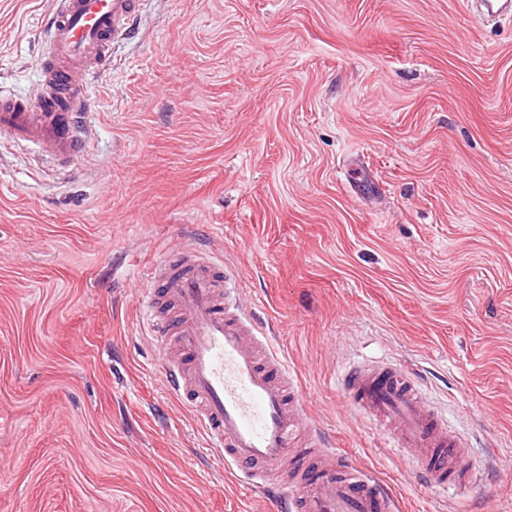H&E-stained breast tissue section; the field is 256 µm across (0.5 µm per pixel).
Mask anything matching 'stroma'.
<instances>
[{
  "label": "stroma",
  "instance_id": "1",
  "mask_svg": "<svg viewBox=\"0 0 512 512\" xmlns=\"http://www.w3.org/2000/svg\"><path fill=\"white\" fill-rule=\"evenodd\" d=\"M52 0H0L31 96ZM71 170L0 147V512H275L165 388L141 267L223 245L309 422L402 512H512V17L468 0H144ZM413 368L468 445L448 489L341 386Z\"/></svg>",
  "mask_w": 512,
  "mask_h": 512
}]
</instances>
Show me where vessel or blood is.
I'll use <instances>...</instances> for the list:
<instances>
[{"instance_id": "b4317fda", "label": "vessel or blood", "mask_w": 512, "mask_h": 512, "mask_svg": "<svg viewBox=\"0 0 512 512\" xmlns=\"http://www.w3.org/2000/svg\"><path fill=\"white\" fill-rule=\"evenodd\" d=\"M142 0H54L35 96H0V137L68 167L88 150L90 74L133 33ZM142 303L169 392L186 408L207 449L238 483L277 512H396V499L368 470L330 448L300 447L303 402L287 357L252 316L234 275L209 246L168 249L144 273ZM354 408L386 431V445L419 464L432 485L459 484L472 465L460 437L422 396L405 366L378 362L345 370Z\"/></svg>"}]
</instances>
